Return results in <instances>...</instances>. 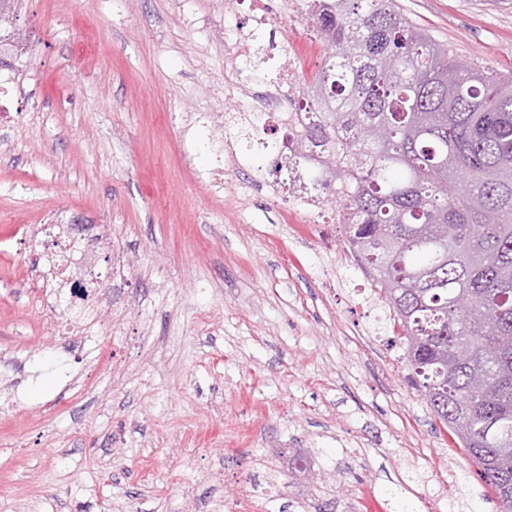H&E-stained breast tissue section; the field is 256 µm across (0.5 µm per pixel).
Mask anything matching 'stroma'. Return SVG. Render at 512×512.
Returning a JSON list of instances; mask_svg holds the SVG:
<instances>
[{"instance_id": "stroma-1", "label": "stroma", "mask_w": 512, "mask_h": 512, "mask_svg": "<svg viewBox=\"0 0 512 512\" xmlns=\"http://www.w3.org/2000/svg\"><path fill=\"white\" fill-rule=\"evenodd\" d=\"M468 63L512 78V0H397ZM261 43L291 31L310 71L325 50L307 16L280 25L264 0ZM20 47L0 46L24 126L0 130V512H224L269 478L266 512H499L475 463L406 381L389 309L344 258L340 224L290 215L276 181L280 129L244 126L224 97V38L251 30L244 0H21ZM188 113L190 127L172 113ZM231 188L212 198L200 173ZM108 224L106 271L131 279L119 373L61 344L56 291L14 256L31 227ZM303 454L302 468L289 467Z\"/></svg>"}]
</instances>
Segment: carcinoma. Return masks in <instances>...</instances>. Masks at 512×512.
Wrapping results in <instances>:
<instances>
[{
	"mask_svg": "<svg viewBox=\"0 0 512 512\" xmlns=\"http://www.w3.org/2000/svg\"><path fill=\"white\" fill-rule=\"evenodd\" d=\"M306 3L328 56L284 159L317 146L351 185L347 241L387 301L407 381L512 512V80L396 0ZM461 294L478 307L456 308Z\"/></svg>",
	"mask_w": 512,
	"mask_h": 512,
	"instance_id": "cac0c4a2",
	"label": "carcinoma"
}]
</instances>
